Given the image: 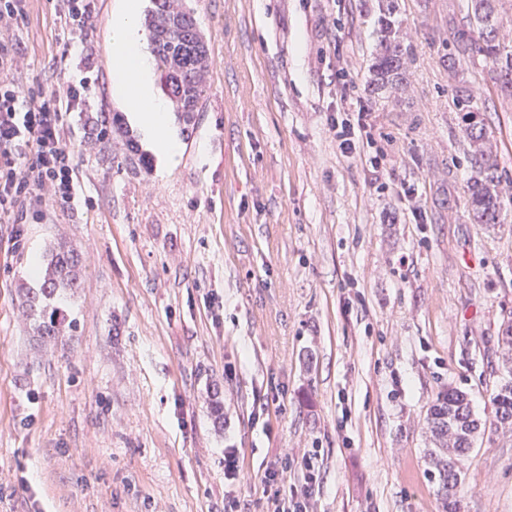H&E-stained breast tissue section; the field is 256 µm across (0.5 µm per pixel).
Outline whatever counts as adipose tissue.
<instances>
[{"mask_svg":"<svg viewBox=\"0 0 512 512\" xmlns=\"http://www.w3.org/2000/svg\"><path fill=\"white\" fill-rule=\"evenodd\" d=\"M140 0H120L112 16V97L146 138L162 171H171L178 162L180 141L172 128L166 100L154 86V62L144 49Z\"/></svg>","mask_w":512,"mask_h":512,"instance_id":"1","label":"adipose tissue"}]
</instances>
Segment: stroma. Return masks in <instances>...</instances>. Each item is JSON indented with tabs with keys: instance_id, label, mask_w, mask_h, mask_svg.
<instances>
[{
	"instance_id": "35a3bbf8",
	"label": "stroma",
	"mask_w": 512,
	"mask_h": 512,
	"mask_svg": "<svg viewBox=\"0 0 512 512\" xmlns=\"http://www.w3.org/2000/svg\"><path fill=\"white\" fill-rule=\"evenodd\" d=\"M209 47L208 94L159 173L137 128L113 130L110 24L97 0L83 62L54 0L13 27L16 82L89 77L66 139L79 198L39 193L37 219L0 223V512H267L261 478L312 512H443L426 415L447 386L495 418L499 336L512 321V89L489 64L448 68L465 0H398L415 47L398 95L367 80L377 0H183ZM480 115L508 216L471 218L472 147L456 96ZM369 109L379 173L343 156L331 122ZM388 190L378 191L379 181ZM23 232L24 247L15 244ZM81 255L76 331L32 339L20 291L34 255ZM239 451L237 479L224 451ZM460 512H512V437L486 429L461 468Z\"/></svg>"
}]
</instances>
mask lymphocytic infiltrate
<instances>
[{
    "label": "lymphocytic infiltrate",
    "instance_id": "1",
    "mask_svg": "<svg viewBox=\"0 0 512 512\" xmlns=\"http://www.w3.org/2000/svg\"><path fill=\"white\" fill-rule=\"evenodd\" d=\"M12 38L0 36V223L27 217L37 190L50 188L55 202L71 206L79 196L76 153L63 131L68 115L85 111L88 83L70 80L64 94H41L25 104L22 87L8 74L16 59Z\"/></svg>",
    "mask_w": 512,
    "mask_h": 512
}]
</instances>
